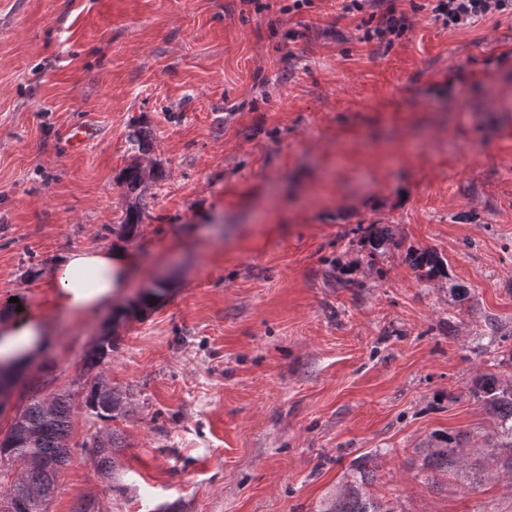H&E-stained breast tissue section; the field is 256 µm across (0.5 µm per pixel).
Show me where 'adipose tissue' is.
<instances>
[{
  "label": "adipose tissue",
  "mask_w": 512,
  "mask_h": 512,
  "mask_svg": "<svg viewBox=\"0 0 512 512\" xmlns=\"http://www.w3.org/2000/svg\"><path fill=\"white\" fill-rule=\"evenodd\" d=\"M139 269L138 257L121 247L72 251L58 259L44 281L53 308L73 313L97 310L118 298ZM52 327L41 313L0 324V359L22 363L26 354L46 345Z\"/></svg>",
  "instance_id": "ef3b65f1"
}]
</instances>
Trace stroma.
<instances>
[{
    "label": "stroma",
    "mask_w": 512,
    "mask_h": 512,
    "mask_svg": "<svg viewBox=\"0 0 512 512\" xmlns=\"http://www.w3.org/2000/svg\"><path fill=\"white\" fill-rule=\"evenodd\" d=\"M291 2L0 0V320L16 296L44 311L76 249L142 255L128 300L167 287L144 314L55 313L0 411L2 434L33 395L75 403L47 512H325L368 452L395 512H512L496 471L419 467L443 431L483 458L498 419L475 386L512 381V19L450 30L398 0L412 26L386 47L343 0ZM135 161L164 179L124 243ZM371 224L397 242L376 265ZM411 249L447 277L421 281ZM92 375L126 402L107 475L82 447L109 426L82 403ZM411 263L428 280L444 278L448 275V261L439 257L432 251H414L410 257ZM113 348L114 344L111 336H103L99 340L96 339L93 346L84 357L83 366L85 370L91 372L104 364L112 357Z\"/></svg>",
    "instance_id": "stroma-1"
}]
</instances>
